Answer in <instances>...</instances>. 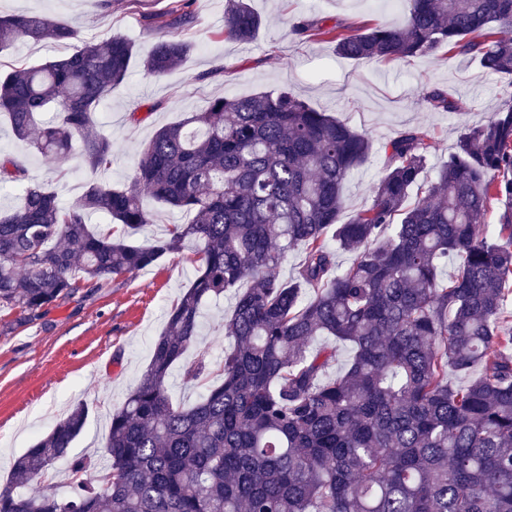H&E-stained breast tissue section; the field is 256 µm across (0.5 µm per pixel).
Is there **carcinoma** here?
Here are the masks:
<instances>
[{
    "instance_id": "1",
    "label": "carcinoma",
    "mask_w": 512,
    "mask_h": 512,
    "mask_svg": "<svg viewBox=\"0 0 512 512\" xmlns=\"http://www.w3.org/2000/svg\"><path fill=\"white\" fill-rule=\"evenodd\" d=\"M397 27L357 33L319 19L292 23L299 38L332 35L353 60L397 61L442 49L512 76V0H405ZM189 23L173 9L159 28ZM262 19L247 0L224 9V37L253 40ZM80 31L53 17L0 15V57L19 40L71 42ZM193 44L161 36L142 60L163 76ZM135 46L103 45L36 66L0 71V113L14 136L44 156L80 145L93 173L112 167V137L97 114L127 78ZM437 111L461 106L426 91ZM431 148L419 127L383 146L384 175L370 202L340 220L342 187L372 152L370 137L287 91L218 97L183 122L159 128L132 185L92 180L69 205L0 154V185L20 189L0 212V307L36 318L83 285L133 274L186 243L201 246L198 274L169 312L151 360L112 411L106 461H69L73 494L17 485L65 458L88 415L72 408L15 462L0 485V512H512V104L465 132L425 197ZM192 215L134 245L93 230V213L130 231L155 223L142 193ZM502 211L485 223L491 198ZM297 246L294 278L279 268ZM353 255L335 268V249ZM454 278H439L448 257ZM235 296L225 334L224 381L175 406L168 379L198 344L203 306ZM333 336L353 348L346 372L327 375ZM480 375L448 383V368ZM209 374L207 353L183 366Z\"/></svg>"
}]
</instances>
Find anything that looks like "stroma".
<instances>
[{
	"mask_svg": "<svg viewBox=\"0 0 512 512\" xmlns=\"http://www.w3.org/2000/svg\"><path fill=\"white\" fill-rule=\"evenodd\" d=\"M175 0H0L1 13L38 12L79 28L82 39L100 43L113 35L134 42L137 56L126 80L112 91L98 120L112 136L113 162L106 173L115 186L131 183L145 144L161 126L186 119L219 96L241 97L285 90L354 130L370 134L376 147L342 188V221L351 220L369 200L383 174L382 145L408 127L427 130L433 147L423 173L434 180L461 135L487 122L512 102V80L485 70L472 56L441 51L410 61L371 62L337 56L325 37L297 39L290 32L299 18H322L352 27L401 23L403 0H250L267 21L256 40L225 39L226 0H190L192 23L178 37L195 48L176 70L155 78L142 68L160 36L151 19ZM78 42L35 44L19 41L0 58V70L41 64L73 53ZM441 87L462 104L459 112L431 110L423 96ZM141 114V122L130 119ZM0 152L15 157L33 181L57 190L63 204L75 201L92 174L77 156H41L18 141L8 120L0 121ZM199 266L196 244L162 258L136 274L113 276L83 288L40 318L23 320L19 310L0 308V483L11 476L14 460L77 404L88 416L69 456H103L107 415L119 407L148 366L153 341ZM234 308L232 293L207 303L199 345L208 353L207 384L184 381L174 370L168 385L173 404L191 405L220 384V364L231 343L224 320Z\"/></svg>",
	"mask_w": 512,
	"mask_h": 512,
	"instance_id": "35a3bbf8",
	"label": "stroma"
}]
</instances>
